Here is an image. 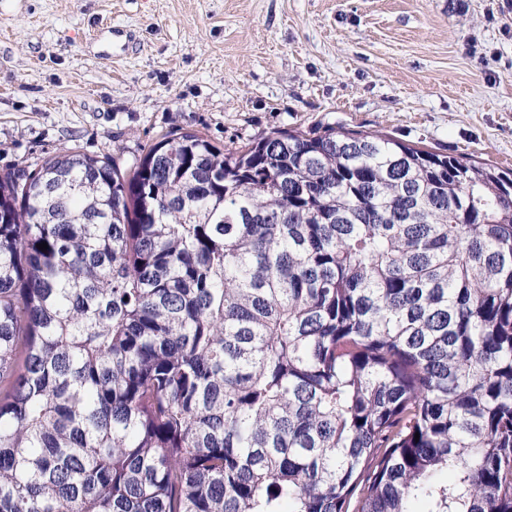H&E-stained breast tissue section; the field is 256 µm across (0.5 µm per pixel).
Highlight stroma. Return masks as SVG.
<instances>
[{
	"instance_id": "obj_1",
	"label": "stroma",
	"mask_w": 512,
	"mask_h": 512,
	"mask_svg": "<svg viewBox=\"0 0 512 512\" xmlns=\"http://www.w3.org/2000/svg\"><path fill=\"white\" fill-rule=\"evenodd\" d=\"M328 127L512 169V0H0V173Z\"/></svg>"
}]
</instances>
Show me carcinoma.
Instances as JSON below:
<instances>
[{"mask_svg": "<svg viewBox=\"0 0 512 512\" xmlns=\"http://www.w3.org/2000/svg\"><path fill=\"white\" fill-rule=\"evenodd\" d=\"M0 512H512V174L332 127L0 174Z\"/></svg>", "mask_w": 512, "mask_h": 512, "instance_id": "cac0c4a2", "label": "carcinoma"}]
</instances>
